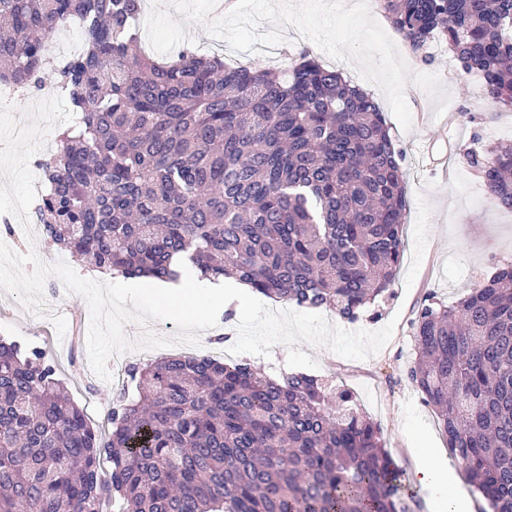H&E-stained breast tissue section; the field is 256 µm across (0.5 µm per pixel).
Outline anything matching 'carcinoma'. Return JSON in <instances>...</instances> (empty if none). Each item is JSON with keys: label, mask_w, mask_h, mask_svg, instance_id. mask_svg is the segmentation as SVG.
Returning <instances> with one entry per match:
<instances>
[{"label": "carcinoma", "mask_w": 512, "mask_h": 512, "mask_svg": "<svg viewBox=\"0 0 512 512\" xmlns=\"http://www.w3.org/2000/svg\"><path fill=\"white\" fill-rule=\"evenodd\" d=\"M143 0H0V83L62 92L75 115L43 160L36 223L76 261L125 278L233 276L275 301L355 321L394 282L407 207L399 152L360 87L303 51L230 67L191 45L143 50ZM411 46L440 35L512 112V0H377ZM78 24L54 66L44 39ZM512 211V145L482 160ZM410 379L490 512H512V266L411 321ZM104 437L41 350L0 340V512H416L350 391L242 361L128 365ZM110 466L104 477L101 463Z\"/></svg>", "instance_id": "obj_1"}]
</instances>
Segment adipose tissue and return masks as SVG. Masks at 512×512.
<instances>
[{"instance_id":"ef3b65f1","label":"adipose tissue","mask_w":512,"mask_h":512,"mask_svg":"<svg viewBox=\"0 0 512 512\" xmlns=\"http://www.w3.org/2000/svg\"><path fill=\"white\" fill-rule=\"evenodd\" d=\"M124 286L141 298L173 306L199 321L222 316L233 308L252 305L255 300L247 285L230 279L202 277L189 264L183 266L177 280L137 278L125 281ZM413 479L431 493L436 512H468L469 504L464 492L449 486L448 472L442 464L417 465Z\"/></svg>"}]
</instances>
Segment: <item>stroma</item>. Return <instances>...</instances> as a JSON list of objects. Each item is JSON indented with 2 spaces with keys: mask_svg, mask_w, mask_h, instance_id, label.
Listing matches in <instances>:
<instances>
[{
  "mask_svg": "<svg viewBox=\"0 0 512 512\" xmlns=\"http://www.w3.org/2000/svg\"><path fill=\"white\" fill-rule=\"evenodd\" d=\"M187 31L195 36L199 52L223 55L234 64L281 67L286 57L309 51L369 92L385 116L396 148L404 155L408 196L404 255L391 296L369 306L354 322L333 311L290 303L276 313L266 305L244 308L228 314L226 322L218 326L217 331L231 337L226 351L231 359L248 360L274 378L302 371L344 384L360 409L379 426L384 445L404 476H411L415 460L444 461L450 479L466 486L464 470L450 460L432 408L408 378L416 358L410 321L427 294L447 304L457 302L486 281L496 266L512 262V213L491 206L483 180L462 157L467 148L480 151L503 141L512 143V112L491 105L481 79L464 73L439 38L416 55L400 34L392 36L412 72L440 78L436 96L407 84L412 126L406 130L377 85L363 80L346 62L322 52L294 27H284L285 40L278 52L270 47L261 52H235L200 26H188ZM440 95L447 99V112L456 116L444 133L439 132L440 119L435 115ZM439 136L447 141L448 168L444 171L432 169L423 152L424 144ZM0 242L20 253L35 250L48 264L73 263L68 252L46 243L37 224L27 235L0 231ZM73 265L82 276L89 270L85 264ZM44 300L49 312L45 318L33 315L14 295L0 290V339L44 351L76 404L96 425H105L118 388L96 376L87 348H72L69 338L59 337L49 319L55 313L69 321L89 323L88 304L68 292L55 276L45 282Z\"/></svg>",
  "mask_w": 512,
  "mask_h": 512,
  "instance_id": "35a3bbf8",
  "label": "stroma"
}]
</instances>
